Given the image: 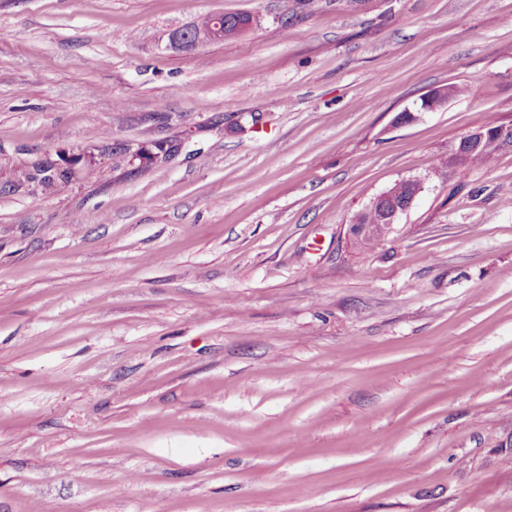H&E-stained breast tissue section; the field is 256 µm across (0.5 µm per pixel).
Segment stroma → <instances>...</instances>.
Listing matches in <instances>:
<instances>
[{
  "instance_id": "obj_1",
  "label": "stroma",
  "mask_w": 512,
  "mask_h": 512,
  "mask_svg": "<svg viewBox=\"0 0 512 512\" xmlns=\"http://www.w3.org/2000/svg\"><path fill=\"white\" fill-rule=\"evenodd\" d=\"M490 125L512 0H0V512H512V145L453 158ZM221 19L214 20L206 29L190 30L182 34L177 32L173 35V42L181 48H192L203 41H210L212 38L223 34ZM496 126H488L482 130L470 133L461 138L455 148L454 157L458 162L464 161L465 157L483 140L487 139L479 149H477L469 158L468 164H482L487 161L491 155L497 151L503 144H509L511 141H498L492 138L497 134ZM490 137V138H489ZM24 175L27 180L38 181L42 184L45 191H57L71 179L70 174L63 172H56L52 177H49L45 173V164L33 166L32 170ZM405 181L411 183V189L413 192L412 198L410 199L409 203L410 207L421 190V182L418 179H405ZM391 196V189L376 196L371 201L370 205L364 211H362L360 214L356 216L355 220L353 221V224L350 225L351 236L353 235V232L356 231L360 232V234H367L373 237H377L378 241L384 240L393 230L394 224H397L400 215L403 214L409 208L408 207L405 208L404 210H401L399 207L392 208L390 206H387V202L389 201V198ZM365 212H367L369 216H375V221L373 224H363L360 222V217Z\"/></svg>"
}]
</instances>
